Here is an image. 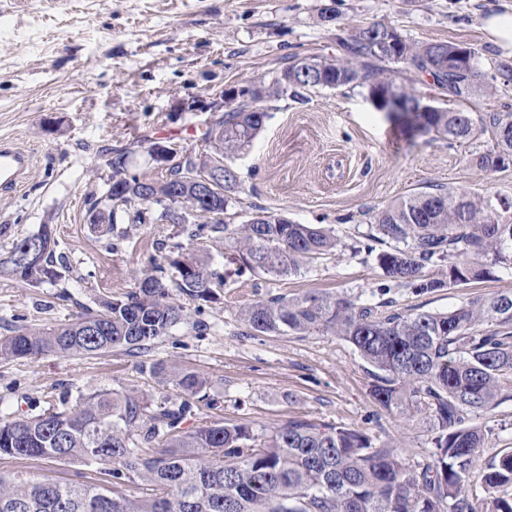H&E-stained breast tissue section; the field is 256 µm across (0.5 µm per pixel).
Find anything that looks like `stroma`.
I'll list each match as a JSON object with an SVG mask.
<instances>
[{
	"label": "stroma",
	"mask_w": 512,
	"mask_h": 512,
	"mask_svg": "<svg viewBox=\"0 0 512 512\" xmlns=\"http://www.w3.org/2000/svg\"><path fill=\"white\" fill-rule=\"evenodd\" d=\"M503 0H0V139L31 152L26 184L0 192V225L12 234L52 224L67 257L62 287L0 281V333L70 319L98 299L131 291L158 250L183 246L204 256L225 279L215 300L177 296L186 319L146 352L94 357L46 355L0 359V407L26 413L45 397L75 405L96 389L161 400L167 373L207 381L191 398L188 430L213 420L273 428L295 417L362 429L395 446L403 462L423 459L418 427L378 416L368 366L347 342L327 333L258 334L238 317L251 300L309 290L347 292L376 303L382 272L373 257L353 254L355 227L366 213L418 192L446 188L467 197L512 203V168L483 172L472 157L492 144L477 133L463 145L416 137L378 111L365 89L344 86L268 103L252 146L232 160L240 186L228 211L243 223L261 211L299 224L335 227L343 245L315 267L283 277L238 268L223 243L194 225L161 220L126 224L103 236L88 221L87 202L101 196L105 149L134 144L131 172L161 179L154 142L202 148L210 113L185 103L249 81L271 83L294 55L336 57L353 27L381 23L407 42H452L480 53L479 95L443 93L417 77L423 100L456 112H512V82L497 76L512 55L488 42L479 18ZM338 18L321 21L322 8ZM512 290V272L464 288L416 294L402 288L399 308L446 312L467 297ZM205 330H198L196 322ZM0 476L111 487V477L72 462L0 457Z\"/></svg>",
	"instance_id": "stroma-1"
}]
</instances>
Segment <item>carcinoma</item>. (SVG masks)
<instances>
[{
	"mask_svg": "<svg viewBox=\"0 0 512 512\" xmlns=\"http://www.w3.org/2000/svg\"><path fill=\"white\" fill-rule=\"evenodd\" d=\"M384 25L361 26L340 40L337 59L316 57V66L296 58L283 69L288 81L265 87L270 101L290 92L299 101L318 89L358 85L382 111L401 100L403 121L413 135L452 146L475 131L489 133L494 146L474 156L475 165L495 172L512 165V112H450L427 105L388 75ZM410 79L430 74L449 95L477 93L479 55L459 58L450 42H398ZM268 111L243 99L217 115L203 134L207 153L189 150L167 182L129 172V148L113 150L105 192L91 202L93 229L111 235L117 221L151 223V209L172 224L206 219L215 238L228 240L230 256L270 277L298 273L335 254L340 238L332 228L298 224L268 212L231 226L224 220L227 192L238 183L224 169V183L209 199L197 195L196 180L209 167L250 147ZM509 207L474 200L447 189L403 198L369 214L357 252L375 256L384 282L381 301L363 304L348 293L305 292L257 298L240 318L259 334L297 336L330 333L349 343L372 367L370 395L387 413L422 425L431 444L412 464L364 430L292 418L256 430L245 423L213 421L191 431L180 422L188 399L205 380L188 372L170 378L174 394L156 402L134 394L96 390L72 407L47 401L37 414L0 408V457L78 462L108 474L115 484L144 487L141 497L84 483L0 477V503L10 512H512V448L478 466L492 430L476 423L512 401V291L474 295L449 312H402L389 298L397 288L425 294L462 288L512 270ZM37 243L38 265L11 257ZM59 245L51 224L11 236L0 246V279L32 288H54L61 274ZM174 273L154 263L134 290L98 303L63 323L16 328L0 336V359L46 354L95 356L116 348H148L184 320L172 290L207 301L221 275L191 253L165 257ZM154 452H144L147 446Z\"/></svg>",
	"mask_w": 512,
	"mask_h": 512,
	"instance_id": "obj_1",
	"label": "carcinoma"
}]
</instances>
